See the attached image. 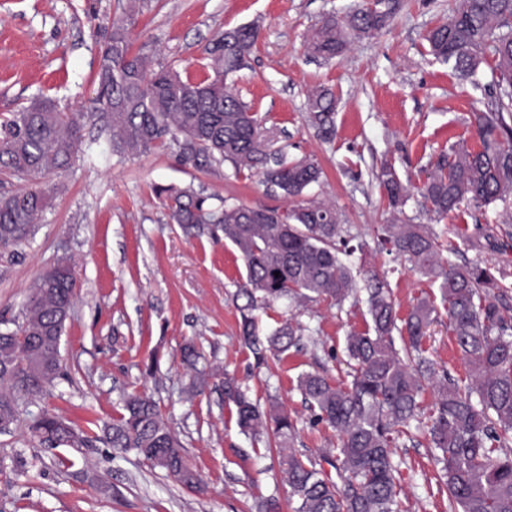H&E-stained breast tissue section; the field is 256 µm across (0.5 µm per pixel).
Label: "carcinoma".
Listing matches in <instances>:
<instances>
[{
    "label": "carcinoma",
    "mask_w": 512,
    "mask_h": 512,
    "mask_svg": "<svg viewBox=\"0 0 512 512\" xmlns=\"http://www.w3.org/2000/svg\"><path fill=\"white\" fill-rule=\"evenodd\" d=\"M343 20L324 19L307 41L316 56L331 59L353 38H370L394 14L395 0H380ZM136 5L112 20L96 73L103 118L112 132V152L138 155L167 139L179 147L183 164L196 168L228 161L235 173L254 170L288 199V207H251L223 201L192 188H159L169 219L189 233L204 226L223 233L244 259L247 276L236 305L240 336L262 365L299 348L305 328L291 320L271 332L260 330L255 311L281 298L327 300L337 308L365 301L370 324L346 336L348 384L332 383L319 371L299 376L298 390L313 422L337 433L335 453L318 459L291 451L281 457L285 480L296 498L294 512H398L394 448L421 416V397L434 401L427 434L438 451L451 512H512V294L481 260L462 265L442 257L439 236L413 224L403 207L410 190L396 168L384 163L375 174L392 208L390 223L377 228L381 243L407 258L416 271L439 283L448 330L467 375L438 371L423 356L422 339L439 319L432 300L420 298L397 321L389 284L372 275L358 282L344 261L355 247L340 224L334 203L305 198L323 171L311 158L280 155L268 164L269 140L261 121L235 93L233 77L258 39L254 24L224 32L206 49L207 75L200 81L166 66L150 69L133 53L131 27ZM432 55L477 80L480 65L493 59L489 100L474 113L478 150L452 147L441 154L420 189L423 203L443 219L463 204L512 208V0H455L448 21L426 35ZM308 121L329 139L335 132L336 99L325 87L307 96ZM81 127L35 99L0 124V174L29 182L0 194V249L18 247L36 231L49 194L41 187L73 162ZM280 276H275V273ZM76 299L69 263L61 260L29 287L23 322L0 329V425L19 418V400L48 391L61 376L60 346ZM403 346L397 348L395 337ZM224 401L236 408L241 431L256 441L290 448L296 422L273 402L263 405L248 387L224 377ZM123 413L103 432L113 453L129 451L192 489L201 478L188 463L184 445L145 394H129ZM31 432L42 443L90 447L84 431L49 412L35 416ZM337 479L325 474L324 465Z\"/></svg>",
    "instance_id": "cac0c4a2"
}]
</instances>
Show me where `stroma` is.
Wrapping results in <instances>:
<instances>
[{
  "label": "stroma",
  "instance_id": "1",
  "mask_svg": "<svg viewBox=\"0 0 512 512\" xmlns=\"http://www.w3.org/2000/svg\"><path fill=\"white\" fill-rule=\"evenodd\" d=\"M366 2L137 0L133 50L152 65L200 79L206 48L225 30L258 26L235 91L263 117L271 150L291 159L311 156L321 165L323 176L308 197L336 204L342 224L364 243L351 259L355 271L387 273L398 318L417 298L440 292L410 262L392 260L375 236L374 226L391 217L374 178L386 162L410 184L407 215L432 225L444 258L492 262L512 286V245L501 246L497 238L496 211L483 214L464 204L439 220L418 193L449 146H480L471 122L483 107V91L435 59L425 40L446 21L453 0H399L375 37L351 42L327 62L308 52L323 19L345 17ZM126 6L127 0H0V120L43 96L77 120L82 135L71 168L47 179L55 191L34 236L0 251V322L7 327L22 322L30 285L59 259L69 261L76 279L73 315L61 340L63 374L48 393L21 400L18 422L0 434V512H258L269 499L279 512H293L279 448L240 431L222 382L235 376L253 397L276 401L297 422L295 452L318 457L336 433L309 425L297 379L319 370L332 382L346 380L344 340L365 328L366 307L274 303L260 312L261 329L297 320L307 328L306 346L256 365L240 340L233 302L246 279L239 252L210 232L185 234L170 222L155 190L190 187L251 207L283 208L288 201L259 175L235 173L230 163L183 164L170 141L137 156L113 154L104 121L90 114L97 106L103 35ZM316 85L337 99L336 134L328 140L307 121V93ZM476 240L481 249L473 248ZM189 341L204 353L198 367L207 385L200 394L190 392L191 373L180 361ZM423 347L437 367L464 376L447 315L429 327ZM132 391L157 402L204 491L183 486L135 453L113 456L97 441L101 425L118 417ZM43 410L94 436L93 446L45 451L28 430L30 418ZM395 459L402 512H449L424 438L400 437Z\"/></svg>",
  "mask_w": 512,
  "mask_h": 512
}]
</instances>
